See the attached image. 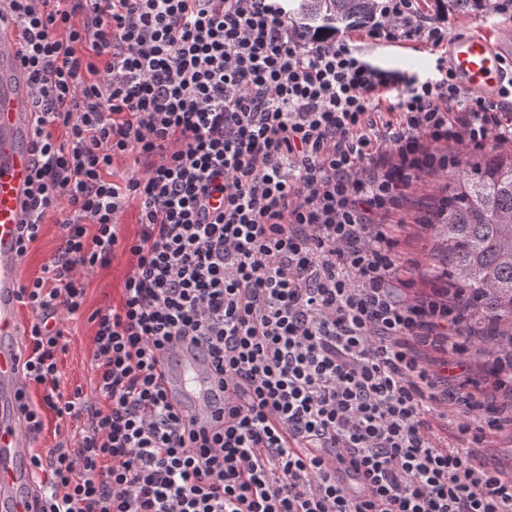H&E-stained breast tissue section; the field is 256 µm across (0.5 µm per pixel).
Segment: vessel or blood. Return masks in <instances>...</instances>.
Masks as SVG:
<instances>
[{"label":"vessel or blood","mask_w":512,"mask_h":512,"mask_svg":"<svg viewBox=\"0 0 512 512\" xmlns=\"http://www.w3.org/2000/svg\"><path fill=\"white\" fill-rule=\"evenodd\" d=\"M512 59V26L468 31L448 41V66L464 88L495 98ZM35 114L28 75L0 30V512H30L38 494L29 461L31 435L22 405L21 338L26 328L20 302L18 234L30 198L28 142ZM159 372L170 402L203 417L219 408L222 392L206 352L177 344Z\"/></svg>","instance_id":"1"}]
</instances>
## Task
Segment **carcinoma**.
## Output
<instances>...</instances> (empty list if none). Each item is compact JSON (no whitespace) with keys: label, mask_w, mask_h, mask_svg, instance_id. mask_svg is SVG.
<instances>
[{"label":"carcinoma","mask_w":512,"mask_h":512,"mask_svg":"<svg viewBox=\"0 0 512 512\" xmlns=\"http://www.w3.org/2000/svg\"><path fill=\"white\" fill-rule=\"evenodd\" d=\"M289 25L308 41L371 22L373 0H295ZM425 223L439 246L435 279L472 337L481 369L512 383V150L464 152Z\"/></svg>","instance_id":"obj_1"}]
</instances>
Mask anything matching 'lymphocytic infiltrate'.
I'll return each mask as SVG.
<instances>
[{"label": "lymphocytic infiltrate", "instance_id": "1", "mask_svg": "<svg viewBox=\"0 0 512 512\" xmlns=\"http://www.w3.org/2000/svg\"><path fill=\"white\" fill-rule=\"evenodd\" d=\"M4 2L36 115L20 248L51 213L61 235L20 286L23 378L44 389L26 418L35 435L45 409L84 422L75 446L31 457L50 474L36 512H512V469L476 461L494 407L463 380L447 307L403 297L384 223L435 164L428 143L512 142V80L494 99L464 89L446 14L417 0H376L360 43L298 40L287 0ZM408 45L433 67L382 64ZM127 155L139 168L115 183ZM119 251V304L84 314ZM83 315L89 395L60 386L64 323ZM181 338L223 385L207 427L158 381Z\"/></svg>", "mask_w": 512, "mask_h": 512}]
</instances>
